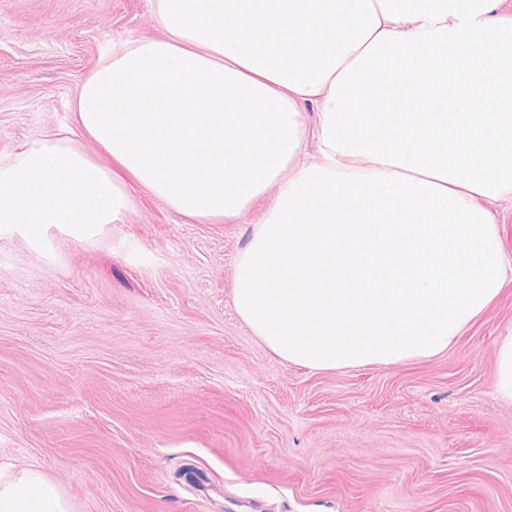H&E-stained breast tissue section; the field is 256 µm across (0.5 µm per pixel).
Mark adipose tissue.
Wrapping results in <instances>:
<instances>
[{
	"label": "adipose tissue",
	"mask_w": 512,
	"mask_h": 512,
	"mask_svg": "<svg viewBox=\"0 0 512 512\" xmlns=\"http://www.w3.org/2000/svg\"><path fill=\"white\" fill-rule=\"evenodd\" d=\"M504 0H152L163 34L100 57L74 121L0 157V238L51 253L132 201L93 142L195 221L274 193L233 266L242 322L315 371L438 355L512 261L486 204L512 197ZM319 158L302 162L301 105ZM0 512H75L37 467L0 469Z\"/></svg>",
	"instance_id": "obj_1"
}]
</instances>
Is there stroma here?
<instances>
[{
    "label": "stroma",
    "instance_id": "stroma-1",
    "mask_svg": "<svg viewBox=\"0 0 512 512\" xmlns=\"http://www.w3.org/2000/svg\"><path fill=\"white\" fill-rule=\"evenodd\" d=\"M161 34L151 0H0V156L71 124L112 46ZM130 192L53 257L0 240V468H40L78 512H512V281L446 352L314 371L233 306L270 198L202 224ZM496 394L512 403V335L502 337L497 354Z\"/></svg>",
    "mask_w": 512,
    "mask_h": 512
}]
</instances>
